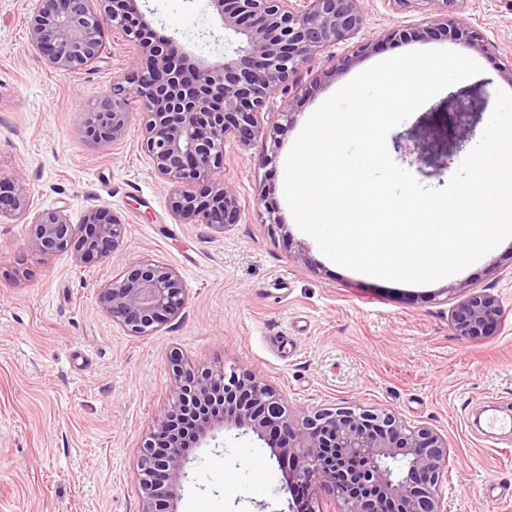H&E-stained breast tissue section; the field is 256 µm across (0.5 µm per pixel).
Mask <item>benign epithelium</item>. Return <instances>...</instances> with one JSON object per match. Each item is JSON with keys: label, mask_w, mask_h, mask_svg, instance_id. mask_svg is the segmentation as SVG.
I'll return each mask as SVG.
<instances>
[{"label": "benign epithelium", "mask_w": 512, "mask_h": 512, "mask_svg": "<svg viewBox=\"0 0 512 512\" xmlns=\"http://www.w3.org/2000/svg\"><path fill=\"white\" fill-rule=\"evenodd\" d=\"M140 0H31L27 16L31 46L54 69L81 71L96 62L107 29L133 43L129 71L113 83L86 130L99 143L126 135L129 103L144 114L143 145L155 172L171 187L172 214L184 223L206 224L222 234L240 223L242 205L234 187L216 178L224 167V142L241 143L260 132L258 114L271 94L294 81L317 54L353 38L364 25L362 0H212L222 26L238 36L224 60L191 62L173 38L146 36ZM437 30L468 40L487 52L489 44L467 30L461 16L439 14ZM484 108L470 90L448 96V134L476 124ZM394 148L435 170L448 167L430 155L418 133L394 138ZM23 216L30 224L29 247L42 254L66 253L83 266L99 262L124 242V225L105 209L88 211L74 224L61 209L34 210L23 178L0 173V218ZM97 302L132 336H148L181 317L186 302L179 274L144 259L98 285ZM498 297L472 291L448 314L458 336H489L502 318ZM173 385L139 447L142 512H176L171 507L185 476L184 441L205 442L215 430L253 432L271 442L278 464H289L291 486L323 489L341 512H442V483L448 473V439L427 426H410L396 413L359 405L323 408L290 418L276 390L235 368H203L170 354Z\"/></svg>", "instance_id": "benign-epithelium-1"}]
</instances>
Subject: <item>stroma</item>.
Instances as JSON below:
<instances>
[{"label": "stroma", "instance_id": "35a3bbf8", "mask_svg": "<svg viewBox=\"0 0 512 512\" xmlns=\"http://www.w3.org/2000/svg\"><path fill=\"white\" fill-rule=\"evenodd\" d=\"M30 0H0V171L20 173L35 204L64 209L80 223L112 210L124 245L106 261L78 267L65 255L27 245L21 219L0 220V512H141L137 451L171 387L168 357L238 368L281 394L293 419L338 404L396 412L448 440L445 512H512V429L490 438L479 422L512 413V238L455 275L423 287L384 281L336 265L297 227L284 196L285 159L309 116L376 62L414 50L449 49L475 60L472 92H512V0H463L462 15L493 46L476 50L432 28L435 6L420 0H363L354 39L306 64L276 90L251 142L227 140L222 179L244 208L240 224L218 234L183 223L169 186L142 145L143 114L130 105L119 142L85 134L88 112L124 76L130 50L117 31L86 70L49 67L31 47ZM158 34L174 36L212 61L224 57V30L210 0H142ZM401 30L405 39L384 35ZM370 49L345 68L354 44ZM439 93L401 123L451 166L421 173L445 186L477 135L448 140ZM141 258L173 268L186 288L184 314L136 337L96 302L98 284ZM496 295L503 315L492 336L473 340L448 326L450 309L471 291ZM177 491V512H289L287 469L256 435L223 430L194 449Z\"/></svg>", "mask_w": 512, "mask_h": 512}]
</instances>
